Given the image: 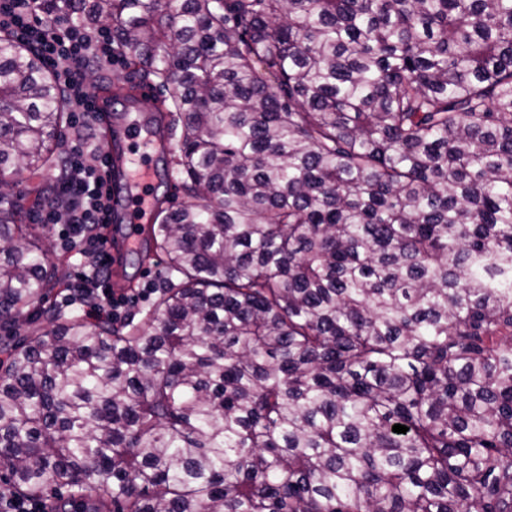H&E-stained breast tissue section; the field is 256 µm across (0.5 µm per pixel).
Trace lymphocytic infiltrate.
Wrapping results in <instances>:
<instances>
[{
	"label": "lymphocytic infiltrate",
	"instance_id": "lymphocytic-infiltrate-1",
	"mask_svg": "<svg viewBox=\"0 0 512 512\" xmlns=\"http://www.w3.org/2000/svg\"><path fill=\"white\" fill-rule=\"evenodd\" d=\"M41 0H0V29L34 47L50 67L67 97L79 131L59 174L58 188L64 208L47 207L40 221L62 225V249L71 253L81 269L66 294V306L120 318L127 298L112 288V268L103 249L105 215L110 195L102 176L103 158L88 115L94 100L84 90L89 70H111L115 63L111 28H92L66 15L39 11Z\"/></svg>",
	"mask_w": 512,
	"mask_h": 512
}]
</instances>
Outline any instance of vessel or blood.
I'll return each instance as SVG.
<instances>
[{
	"instance_id": "b4317fda",
	"label": "vessel or blood",
	"mask_w": 512,
	"mask_h": 512,
	"mask_svg": "<svg viewBox=\"0 0 512 512\" xmlns=\"http://www.w3.org/2000/svg\"><path fill=\"white\" fill-rule=\"evenodd\" d=\"M134 99L142 107L157 106L152 89H106L95 97L92 120L100 130V147L105 159L106 180L112 190V208L108 224L122 223L121 231L107 235L105 251L113 269H120L125 253L140 234V226L149 222L156 202L153 183V158L159 139L153 130L132 124H113L112 112L119 101Z\"/></svg>"
}]
</instances>
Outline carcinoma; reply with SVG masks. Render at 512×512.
I'll list each match as a JSON object with an SVG mask.
<instances>
[{
    "mask_svg": "<svg viewBox=\"0 0 512 512\" xmlns=\"http://www.w3.org/2000/svg\"><path fill=\"white\" fill-rule=\"evenodd\" d=\"M163 90L158 300L6 347L50 512H512V0H52ZM67 98L0 30V172ZM0 322L53 278L0 195ZM408 427L395 433L392 427Z\"/></svg>",
    "mask_w": 512,
    "mask_h": 512,
    "instance_id": "obj_1",
    "label": "carcinoma"
}]
</instances>
